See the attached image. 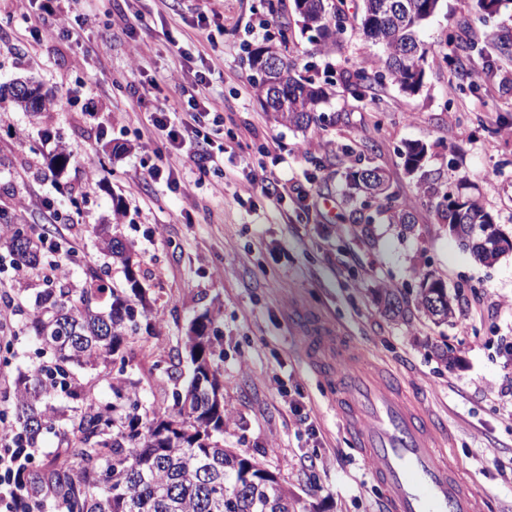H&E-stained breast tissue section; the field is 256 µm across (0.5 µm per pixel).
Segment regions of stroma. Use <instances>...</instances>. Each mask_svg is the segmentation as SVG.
<instances>
[{
  "instance_id": "1",
  "label": "stroma",
  "mask_w": 512,
  "mask_h": 512,
  "mask_svg": "<svg viewBox=\"0 0 512 512\" xmlns=\"http://www.w3.org/2000/svg\"><path fill=\"white\" fill-rule=\"evenodd\" d=\"M362 0H346L347 30L336 51L311 53L293 0H197L196 14L180 0H98L89 38L140 15L153 28L138 75L145 107L175 98L167 76L183 66L215 68L213 103L224 124V171L203 174L186 198L159 186L137 191L135 170L147 136L137 123L112 122L127 106L130 79L123 39L102 60L104 87L66 96L83 79V50L48 46L9 0H0V83L36 81L59 100L39 117L0 110V208L31 183L59 206L55 224L78 257L95 262L108 279L123 273L95 246L92 227L125 217L120 235L133 243L137 274L157 321L151 334L128 340L126 357L143 399L164 408L182 390L191 363L184 338L200 315L222 339L215 358L224 405L232 420L224 444L274 475L299 500L300 512H380L381 489L346 434L325 383L306 368L297 334L288 324L290 303L321 312L351 336L368 360L398 374L408 398L420 402L443 429L441 446L479 512H512V254L480 262L447 225L435 199L418 195L422 183L438 192L465 182L496 224L512 236V58L497 55L498 33L512 31V7L483 12L476 0H440L420 37L432 45L454 36L473 43L475 83L460 89L443 54L430 57L423 85L413 94L386 86L380 103L349 93L331 96L309 129L270 122L253 91L248 48L288 26L287 54L317 81L340 71L372 70L377 47L358 31ZM68 142L78 158L45 181L31 167H46L54 142ZM37 143L32 154L29 143ZM427 150L420 169L407 171L405 146ZM96 169L92 188L72 196L83 167ZM386 169L397 203L414 223L395 224L375 209L358 210L342 190L349 170ZM287 180L308 193L274 204L261 195L234 200L240 183L255 175ZM225 181L223 193L212 190ZM87 215L73 224V210ZM443 282L455 316L437 324L415 299L423 279ZM400 311H390L386 290ZM17 324L0 327V409L17 371L39 361L34 344L18 338ZM298 404L313 421L306 431L291 411Z\"/></svg>"
}]
</instances>
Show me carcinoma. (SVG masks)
I'll return each mask as SVG.
<instances>
[{"label":"carcinoma","mask_w":512,"mask_h":512,"mask_svg":"<svg viewBox=\"0 0 512 512\" xmlns=\"http://www.w3.org/2000/svg\"><path fill=\"white\" fill-rule=\"evenodd\" d=\"M302 30L317 51L336 50L344 30V0H294ZM439 0H363L359 29L378 47L377 70L344 72L339 80L356 99L379 100L384 83L414 92L422 83L427 58L434 48L418 38L419 29L435 14ZM288 27L274 43L248 50L258 78L254 85L265 112L277 124L306 129L326 100L325 89L302 76L282 52ZM276 53L280 65L265 67L262 56ZM0 103L34 115L48 112V99L14 96L0 86ZM425 156V147L409 144L405 166L412 171ZM76 161L59 147L50 159L55 172ZM375 174L384 186L389 175L379 167L349 172L347 195L364 193V205L390 199L387 191L374 193L364 182ZM458 193L446 192L447 204L436 210L444 224L489 223L492 216L474 199L465 212L452 208ZM0 249L32 270L47 262L52 252L51 231L26 224L0 222ZM98 249L122 267L125 281L108 282L92 262L82 266V278L41 273L18 289L12 302L19 332L42 346L49 359L13 381L7 447L15 458L10 494L17 512H296L294 494L260 466L224 447V401L214 399L220 384L212 357L221 346L210 335L211 319L193 323L186 348L193 374L183 391L173 393V404H144L139 381L127 373L123 345L140 331L150 330L151 308L136 271L132 245L109 228L93 227ZM419 311L436 323L453 315L441 313L431 296L420 289ZM116 372L112 397L98 399L84 377L93 372ZM64 395L61 406L55 397ZM58 439L53 461L35 465L33 452L43 435Z\"/></svg>","instance_id":"cac0c4a2"}]
</instances>
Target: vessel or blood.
Segmentation results:
<instances>
[{
    "mask_svg": "<svg viewBox=\"0 0 512 512\" xmlns=\"http://www.w3.org/2000/svg\"><path fill=\"white\" fill-rule=\"evenodd\" d=\"M288 320L327 383L338 416L372 464L385 490L384 512H474L471 498L437 456L435 423L400 399V378L363 367L354 341L337 335L306 306L292 305Z\"/></svg>",
    "mask_w": 512,
    "mask_h": 512,
    "instance_id": "vessel-or-blood-1",
    "label": "vessel or blood"
}]
</instances>
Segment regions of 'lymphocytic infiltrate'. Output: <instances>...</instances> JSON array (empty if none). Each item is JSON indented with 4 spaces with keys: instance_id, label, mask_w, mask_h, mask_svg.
<instances>
[{
    "instance_id": "lymphocytic-infiltrate-1",
    "label": "lymphocytic infiltrate",
    "mask_w": 512,
    "mask_h": 512,
    "mask_svg": "<svg viewBox=\"0 0 512 512\" xmlns=\"http://www.w3.org/2000/svg\"><path fill=\"white\" fill-rule=\"evenodd\" d=\"M14 7L35 32L69 43H82L87 25L95 20L90 0H14ZM169 82L180 95L189 97V117L178 116L177 104L167 101L143 110L140 85L132 80L127 84V110L118 119L125 122L131 114H139L140 125L151 134L147 146L155 159L140 162L141 184L148 187L163 183L189 197L196 184L171 164V157L184 158L201 172L216 167L220 155L215 151V143L223 139L224 132L218 122L209 119L213 105L202 95L206 73L184 67L171 73Z\"/></svg>"
}]
</instances>
